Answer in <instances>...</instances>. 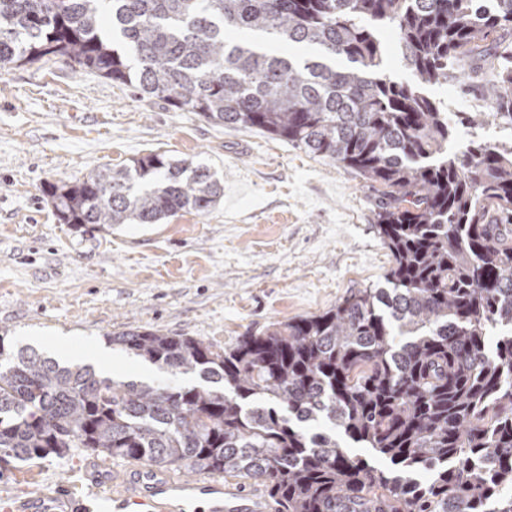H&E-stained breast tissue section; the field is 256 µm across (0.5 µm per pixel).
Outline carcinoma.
<instances>
[{"instance_id":"carcinoma-1","label":"carcinoma","mask_w":512,"mask_h":512,"mask_svg":"<svg viewBox=\"0 0 512 512\" xmlns=\"http://www.w3.org/2000/svg\"><path fill=\"white\" fill-rule=\"evenodd\" d=\"M383 28L413 81L387 70ZM50 55L354 170L393 264L385 288L224 348L110 338L196 385L100 377L0 336V456L222 471L263 480L277 512H512V141L448 149L466 120L512 128V0H0V69ZM454 81L483 111L427 93ZM223 192L158 153L48 188L65 223L109 226L206 214Z\"/></svg>"}]
</instances>
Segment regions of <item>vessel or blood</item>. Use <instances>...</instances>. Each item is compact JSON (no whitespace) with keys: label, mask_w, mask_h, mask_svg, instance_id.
I'll use <instances>...</instances> for the list:
<instances>
[{"label":"vessel or blood","mask_w":512,"mask_h":512,"mask_svg":"<svg viewBox=\"0 0 512 512\" xmlns=\"http://www.w3.org/2000/svg\"><path fill=\"white\" fill-rule=\"evenodd\" d=\"M104 495L112 512H277L261 482L243 483L221 472L116 468ZM0 512L43 510L39 499L13 494L0 497Z\"/></svg>","instance_id":"obj_1"}]
</instances>
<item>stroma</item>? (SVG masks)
Masks as SVG:
<instances>
[{"label":"stroma","mask_w":512,"mask_h":512,"mask_svg":"<svg viewBox=\"0 0 512 512\" xmlns=\"http://www.w3.org/2000/svg\"><path fill=\"white\" fill-rule=\"evenodd\" d=\"M163 153L210 169L206 215L72 225L47 185ZM392 258L363 180L259 131L228 128L51 58L0 70V334L114 378L159 376L110 344L161 330L218 346L385 285ZM95 454L0 462V494L82 496Z\"/></svg>","instance_id":"obj_1"}]
</instances>
